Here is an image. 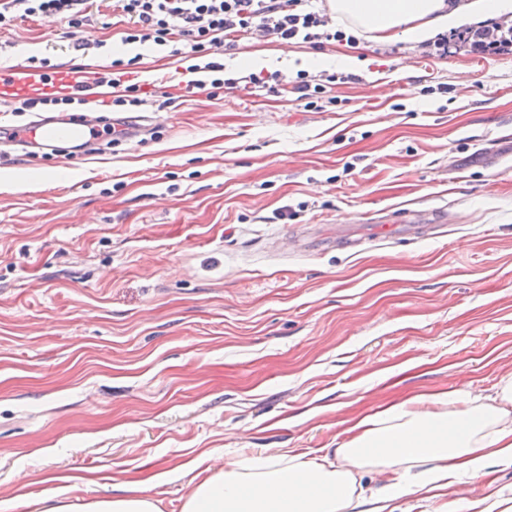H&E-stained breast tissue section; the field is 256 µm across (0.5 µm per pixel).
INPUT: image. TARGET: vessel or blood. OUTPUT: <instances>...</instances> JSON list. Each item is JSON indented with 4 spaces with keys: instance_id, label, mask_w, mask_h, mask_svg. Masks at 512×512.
<instances>
[{
    "instance_id": "obj_1",
    "label": "vessel or blood",
    "mask_w": 512,
    "mask_h": 512,
    "mask_svg": "<svg viewBox=\"0 0 512 512\" xmlns=\"http://www.w3.org/2000/svg\"><path fill=\"white\" fill-rule=\"evenodd\" d=\"M105 86L98 71L91 68H64L55 71L37 68H0V98L12 99L40 93L73 92L88 93L95 99H103ZM126 130L136 136L141 130L139 119L122 116L107 117L96 111L62 113L39 118L21 129L0 127V143L24 147L38 157H61L64 149L72 148L88 152L93 135L102 127Z\"/></svg>"
}]
</instances>
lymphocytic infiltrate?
I'll return each mask as SVG.
<instances>
[{"instance_id": "lymphocytic-infiltrate-1", "label": "lymphocytic infiltrate", "mask_w": 512, "mask_h": 512, "mask_svg": "<svg viewBox=\"0 0 512 512\" xmlns=\"http://www.w3.org/2000/svg\"><path fill=\"white\" fill-rule=\"evenodd\" d=\"M112 6L125 25V44H151L170 55L191 59L190 80L183 92L216 96L220 89L262 88L264 77L248 74L221 78V54L262 31L280 45L321 44L339 38L325 10L313 0H0V30L44 17H59L81 31L103 7ZM474 54L512 51V20L491 19L480 25L438 35L430 55L443 58L449 49Z\"/></svg>"}]
</instances>
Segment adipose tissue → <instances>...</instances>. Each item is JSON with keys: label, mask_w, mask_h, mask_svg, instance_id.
Returning <instances> with one entry per match:
<instances>
[{"label": "adipose tissue", "mask_w": 512, "mask_h": 512, "mask_svg": "<svg viewBox=\"0 0 512 512\" xmlns=\"http://www.w3.org/2000/svg\"><path fill=\"white\" fill-rule=\"evenodd\" d=\"M331 8L365 32L422 42L489 10L512 11V0H332ZM426 400L430 409L406 402L352 424L337 450L349 470L296 452L229 460L194 483L182 512H396V501L413 492L395 475L400 462L426 466V482L436 488L461 474L487 476L492 461L512 462V378L488 395L433 393ZM366 469L386 480L365 496L355 491V474ZM42 504L41 512H161L148 495L87 500L66 490Z\"/></svg>", "instance_id": "adipose-tissue-1"}]
</instances>
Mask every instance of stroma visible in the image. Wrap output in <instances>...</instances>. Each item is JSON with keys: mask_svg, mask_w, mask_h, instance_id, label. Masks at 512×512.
I'll return each instance as SVG.
<instances>
[{"mask_svg": "<svg viewBox=\"0 0 512 512\" xmlns=\"http://www.w3.org/2000/svg\"><path fill=\"white\" fill-rule=\"evenodd\" d=\"M119 26L0 32V67L110 68ZM256 37L227 76L332 74L316 106L225 91L148 102L149 131L37 174L0 149V498L37 512L148 487L181 512L195 461L335 456L354 421L512 377V53ZM356 58L357 67L346 64ZM433 237L374 239L404 210ZM337 224L361 248H329ZM398 512H512V464Z\"/></svg>", "mask_w": 512, "mask_h": 512, "instance_id": "35a3bbf8", "label": "stroma"}]
</instances>
